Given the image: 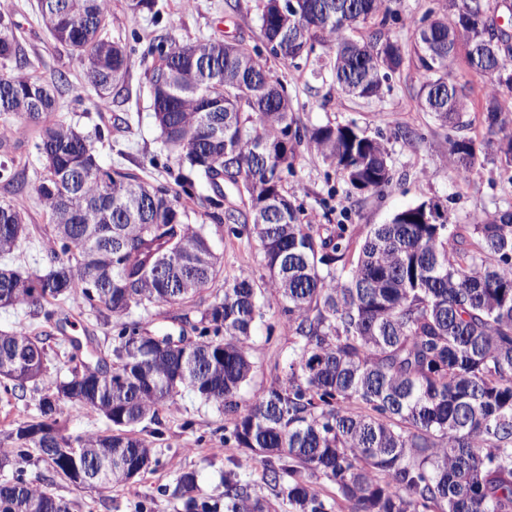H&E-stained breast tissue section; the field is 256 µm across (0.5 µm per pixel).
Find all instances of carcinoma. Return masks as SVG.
Instances as JSON below:
<instances>
[{
  "instance_id": "obj_1",
  "label": "carcinoma",
  "mask_w": 512,
  "mask_h": 512,
  "mask_svg": "<svg viewBox=\"0 0 512 512\" xmlns=\"http://www.w3.org/2000/svg\"><path fill=\"white\" fill-rule=\"evenodd\" d=\"M397 0H262L266 50L293 61L315 45L333 54L342 92L378 95L381 83L413 58L423 75L421 108L447 131L446 163L468 184L492 159L512 168V35L480 62L509 81L490 82L482 105L488 137L459 135L471 125L467 84L452 76L459 52L480 53L493 39L487 18L497 0H443L409 20L411 40L389 34ZM156 0H127L133 16L157 17ZM111 0H38L40 19L69 47L105 103L125 86L132 67L125 47L100 37ZM365 31L361 39L353 34ZM16 41L0 21V60ZM152 108L164 142L178 148V189L154 186L124 169H105L90 137L56 116L58 89L22 70L0 71V114L39 126L38 154L46 174L37 194L60 245L43 274L0 269V307L27 306L49 321L46 305L75 289L118 334L108 349L91 337H65L70 376L42 395L40 421L20 422L0 448V470L11 458L37 453L68 480L120 484L133 466L148 469L151 448L133 426L161 425L159 407L180 389L224 412V441L260 457L261 479L291 512H512V209L478 224H455L439 201L427 200L374 224L352 255L347 224L321 235L302 205L282 187L299 147L314 148L352 192L381 193L393 184L383 142L356 124L298 125L284 85L258 49L198 40L158 46L145 64ZM205 182L204 217L240 225L259 243L268 280L224 282L191 325L184 346L165 344L164 328L125 322L133 310L184 302L212 283L217 259L205 224L191 222L183 198ZM244 209L224 207V183ZM26 232L24 215L0 203V255ZM270 292L293 332L288 371L246 403L241 390L253 362L248 339ZM51 334L0 332V386L24 391L47 372ZM89 407L112 429L75 442L57 427L47 397ZM331 483L328 502L314 489ZM196 476L184 472L173 494L185 512L209 509L192 496ZM228 512H270L248 486L224 479ZM0 512H70L46 488L18 478L0 482Z\"/></svg>"
}]
</instances>
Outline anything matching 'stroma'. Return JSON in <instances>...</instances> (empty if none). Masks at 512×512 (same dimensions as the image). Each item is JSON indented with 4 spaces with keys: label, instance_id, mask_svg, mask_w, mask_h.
I'll list each match as a JSON object with an SVG mask.
<instances>
[{
    "label": "stroma",
    "instance_id": "35a3bbf8",
    "mask_svg": "<svg viewBox=\"0 0 512 512\" xmlns=\"http://www.w3.org/2000/svg\"><path fill=\"white\" fill-rule=\"evenodd\" d=\"M159 19L132 18L126 0H112L111 14L104 30L106 37L119 41L131 55V76L124 88L113 94L108 105L97 102L84 69L71 51L58 43L42 24L37 0H0V19L10 22L17 39L18 54L27 59L30 74L44 82H54L65 73L68 82L59 89V112L78 132L95 137L99 161L104 167H121L137 173L152 184H172L175 148L165 146L151 108L149 89L143 78L142 61L158 44L171 40L192 42L219 40L253 48L261 46L260 0H160ZM330 58L323 48L295 61L270 60L273 75L287 87L299 126L313 128L326 124L356 122L367 134L380 138L387 149L394 173L392 186L377 195L349 192L342 176L323 162L314 151L299 148L283 188L294 195L315 224L353 225L356 241H363L371 225L386 223L391 216L424 200L448 205L460 224L480 222L487 214L512 207V170L485 162L469 184L457 183L443 164L448 151L445 133L430 113L419 107L417 96L422 77L414 65H407L384 82L379 97L352 98L333 83ZM418 131L414 140L404 139V130ZM37 126L0 141V163L12 169L11 177L0 176V203L21 208L28 233L8 256L0 258L22 273L45 272L52 251L57 250L45 227L44 207L36 192L44 165L35 149ZM210 240L219 261V277L199 296L180 304L138 310L133 320L151 328L166 327L179 332L180 316L196 320L215 294L223 292L225 280L248 275L262 282L267 272L257 241L233 234L228 224L210 228ZM56 317L77 318L80 327L103 347H111L117 329L97 322L96 314L83 302L80 292L54 305ZM262 315L251 328L254 368L242 390L243 399L268 387L283 376L288 364L292 332L280 319L273 297H265ZM68 346L51 343L47 377L28 384L23 398L11 401L0 395V442L16 423L40 420L38 401L51 380L65 378L71 368ZM57 419L71 437L106 432L109 423L98 411L60 404ZM162 436L149 438L155 460L150 469L132 483L87 488L55 475L44 465L22 464L20 469L0 472V479L19 475L35 486L49 488L68 501L71 512H184L173 490L176 478L195 473L198 501L226 512L224 480L231 477L247 485L251 494L264 498L272 490L260 480L258 458L224 440V415L214 405L203 403L190 391H182L172 403L159 410Z\"/></svg>",
    "mask_w": 512,
    "mask_h": 512
}]
</instances>
